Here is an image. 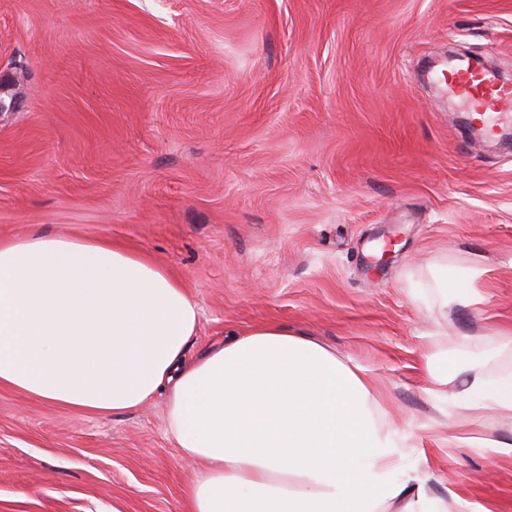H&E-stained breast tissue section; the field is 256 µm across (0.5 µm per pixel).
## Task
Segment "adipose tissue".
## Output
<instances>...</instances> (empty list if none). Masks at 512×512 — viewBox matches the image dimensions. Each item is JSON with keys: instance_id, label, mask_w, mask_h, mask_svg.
<instances>
[{"instance_id": "ef3b65f1", "label": "adipose tissue", "mask_w": 512, "mask_h": 512, "mask_svg": "<svg viewBox=\"0 0 512 512\" xmlns=\"http://www.w3.org/2000/svg\"><path fill=\"white\" fill-rule=\"evenodd\" d=\"M479 269L432 270L442 305H472ZM199 308L182 282L144 254L108 240L35 232L0 240V386L80 413L135 411L166 397V431L200 465L186 512H455L435 498L432 471L409 427L392 425L366 370L269 323L232 334L186 362ZM423 356L425 394L467 412L464 448L512 459V334L476 355L447 351L436 331Z\"/></svg>"}]
</instances>
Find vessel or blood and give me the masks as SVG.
<instances>
[{"mask_svg":"<svg viewBox=\"0 0 512 512\" xmlns=\"http://www.w3.org/2000/svg\"><path fill=\"white\" fill-rule=\"evenodd\" d=\"M449 91L468 104L474 124L487 137L512 128V85L468 61L453 66L445 77Z\"/></svg>","mask_w":512,"mask_h":512,"instance_id":"b4317fda","label":"vessel or blood"}]
</instances>
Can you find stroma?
Returning a JSON list of instances; mask_svg holds the SVG:
<instances>
[{
  "label": "stroma",
  "mask_w": 512,
  "mask_h": 512,
  "mask_svg": "<svg viewBox=\"0 0 512 512\" xmlns=\"http://www.w3.org/2000/svg\"><path fill=\"white\" fill-rule=\"evenodd\" d=\"M512 80V0H0V238L109 239L200 309L194 359L275 321L367 369L396 424L438 413L435 328H512V151L471 135L449 51ZM395 240L383 268L375 246ZM445 261L481 301L413 300ZM165 398L79 414L0 387V512H181ZM434 497L512 512V461L429 447Z\"/></svg>",
  "instance_id": "obj_1"
}]
</instances>
